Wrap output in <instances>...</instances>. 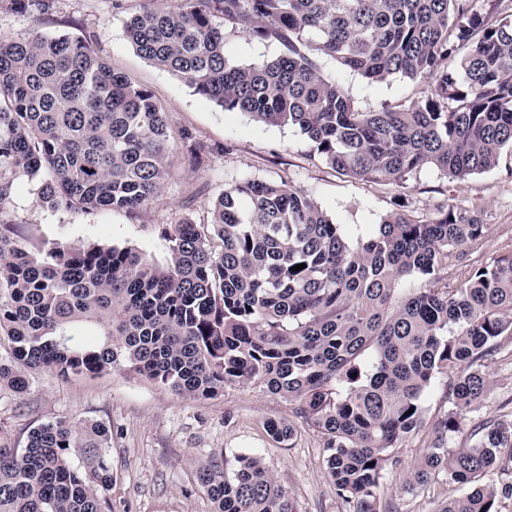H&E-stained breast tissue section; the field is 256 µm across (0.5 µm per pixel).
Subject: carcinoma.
<instances>
[{"instance_id": "cac0c4a2", "label": "carcinoma", "mask_w": 512, "mask_h": 512, "mask_svg": "<svg viewBox=\"0 0 512 512\" xmlns=\"http://www.w3.org/2000/svg\"><path fill=\"white\" fill-rule=\"evenodd\" d=\"M45 2L0 0V10ZM218 18L280 54L228 65ZM126 34L196 93L297 128L322 162L356 178L401 186L433 166L464 179L512 148V14L491 22L475 0H179L133 14ZM91 42L0 37V340L10 344L0 385L23 393L30 372L122 366L213 398L258 378L322 434L345 512H376L393 449L422 423L436 376L459 410L481 397L486 364L512 335V255L467 263L463 247L486 225L453 205L421 221L401 203L350 240L284 180L225 190L207 224L158 225L164 265L97 242L33 244L10 219L18 180L39 179L50 210L135 213L171 174L166 113ZM323 56L375 82L426 76L434 88L423 103L360 112L322 74ZM111 441L97 421L42 423L22 448L0 434V512H108ZM469 441L451 455L434 445L408 484L467 486L512 461L511 421L482 423ZM197 478L216 512H296L256 455L237 457L230 476L205 463ZM501 496L512 484L474 487L438 512H499Z\"/></svg>"}]
</instances>
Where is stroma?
Returning <instances> with one entry per match:
<instances>
[{
  "label": "stroma",
  "mask_w": 512,
  "mask_h": 512,
  "mask_svg": "<svg viewBox=\"0 0 512 512\" xmlns=\"http://www.w3.org/2000/svg\"><path fill=\"white\" fill-rule=\"evenodd\" d=\"M147 3L53 0L47 11L0 12V36L7 39L96 34V51L114 70L154 94L174 132L171 176L152 204L133 215L53 211L42 206L37 181L20 180L14 188L12 218L26 224L35 240L129 246L162 263L168 244L159 236L158 225L206 223L211 201L225 189L248 180H284L310 196L352 239L369 236L401 198L422 221L431 219L442 204L480 213L489 230L470 256L474 266L512 254L511 151H503L494 170L462 180L429 166L410 174L401 187L343 174L323 163L298 129L260 124L245 113L224 110L141 58L126 37L125 23ZM224 52L230 64L242 66L272 60L280 47L228 24ZM321 69L363 112L400 109L431 94L426 78L398 75L375 83L328 56L322 57ZM186 132L191 135L187 141L182 138ZM197 144L202 150L191 156ZM454 412L459 415L458 430L442 432L438 420ZM57 418L98 421L111 428L113 512H214L197 481L198 467L213 462L229 473L237 456L250 453L263 458L298 512H343L325 469L320 433L294 405L271 394L257 379L227 387L212 399L179 395L125 368L68 379L42 371L31 376L21 395L0 387V431L16 445H24L32 428ZM490 419L512 421V336L500 338L486 369L484 393L471 407L457 410L448 395L447 377H437L425 397L419 431L394 450L399 464L385 476L378 512H438L442 504L461 496L460 484L444 477L412 490L405 482L434 443L456 451L467 444L475 426ZM271 420L293 427L292 439H274L266 428Z\"/></svg>",
  "instance_id": "1"
}]
</instances>
